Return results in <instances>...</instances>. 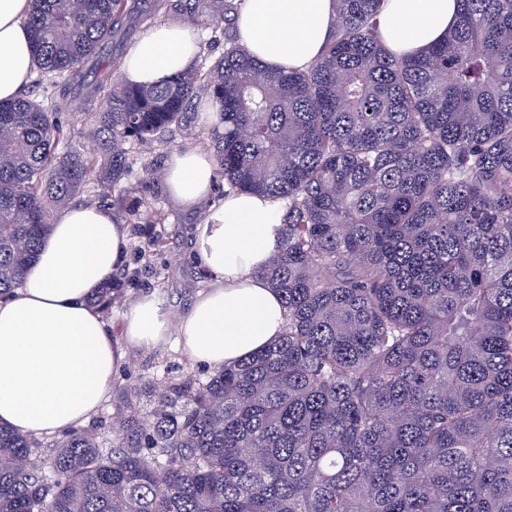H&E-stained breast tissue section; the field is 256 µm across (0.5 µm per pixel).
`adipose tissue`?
<instances>
[{
	"label": "adipose tissue",
	"mask_w": 512,
	"mask_h": 512,
	"mask_svg": "<svg viewBox=\"0 0 512 512\" xmlns=\"http://www.w3.org/2000/svg\"><path fill=\"white\" fill-rule=\"evenodd\" d=\"M457 0H386L381 33L397 55H417L446 38ZM29 0H0V101L19 97L34 74ZM238 43L273 67L307 68L336 30L335 0H241ZM199 51L189 28L155 25L122 66L134 85L163 83L192 67ZM216 163L187 148L171 155L166 184L183 207L213 193ZM194 231L196 259L214 279L179 322L160 292L143 294L124 317V334L155 346L169 334L191 359L232 365L276 340L286 309L260 276L282 244V206L265 197L226 192L208 205ZM123 224L96 206L57 213L21 286L0 299V423L29 436L62 435L83 426L112 387L117 350L94 290L126 257Z\"/></svg>",
	"instance_id": "ef3b65f1"
}]
</instances>
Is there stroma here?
<instances>
[{"label": "stroma", "mask_w": 512, "mask_h": 512, "mask_svg": "<svg viewBox=\"0 0 512 512\" xmlns=\"http://www.w3.org/2000/svg\"><path fill=\"white\" fill-rule=\"evenodd\" d=\"M151 205L165 214L166 219L160 224H127L128 260L122 268L121 282L124 294L104 316L123 353L119 372L135 381L161 382L189 373L203 378L210 375V368L194 364L175 339L144 349L121 334L125 312L143 293L152 290L162 293L171 319L176 322L196 297L212 286L211 279L192 257L193 229L203 221V212L183 208L169 195L162 181L154 187Z\"/></svg>", "instance_id": "35a3bbf8"}]
</instances>
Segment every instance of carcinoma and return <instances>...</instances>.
Instances as JSON below:
<instances>
[{"instance_id":"obj_1","label":"carcinoma","mask_w":512,"mask_h":512,"mask_svg":"<svg viewBox=\"0 0 512 512\" xmlns=\"http://www.w3.org/2000/svg\"><path fill=\"white\" fill-rule=\"evenodd\" d=\"M447 39L393 54L385 0H336L304 70L225 36L162 86L130 85L120 44L175 15L232 25L226 0H31L46 100L0 102V298L48 208L91 187L123 204L131 154L209 111L224 185L283 204L260 275L282 335L207 379L119 387L106 448L78 428L46 457L0 424V512H512V0H459ZM106 105L96 111L99 98ZM92 112L75 150L65 113ZM154 223L150 207L126 209ZM113 277L98 293L109 309Z\"/></svg>"}]
</instances>
